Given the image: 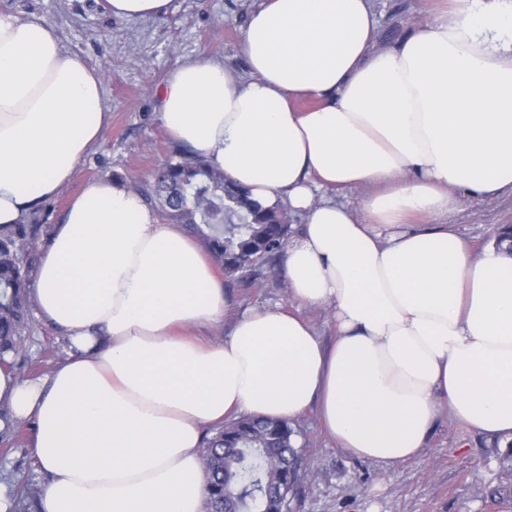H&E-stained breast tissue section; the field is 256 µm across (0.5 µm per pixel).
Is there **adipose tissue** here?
Listing matches in <instances>:
<instances>
[{
	"label": "adipose tissue",
	"instance_id": "1",
	"mask_svg": "<svg viewBox=\"0 0 512 512\" xmlns=\"http://www.w3.org/2000/svg\"><path fill=\"white\" fill-rule=\"evenodd\" d=\"M377 25L372 0H265L249 79L203 58L158 92L175 142L303 217L279 271L330 312L331 342L277 306L233 314L213 259L126 185L70 200L33 279L67 356L34 379L0 368V401L34 424L40 512H202L204 431L235 414L316 410L384 468L444 416L512 441V256L445 221L512 190V0H448L381 48ZM106 120L100 75L55 28L0 12V224L67 185ZM228 316L221 343L187 334Z\"/></svg>",
	"mask_w": 512,
	"mask_h": 512
}]
</instances>
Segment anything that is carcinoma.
I'll use <instances>...</instances> for the list:
<instances>
[{
	"label": "carcinoma",
	"instance_id": "cac0c4a2",
	"mask_svg": "<svg viewBox=\"0 0 512 512\" xmlns=\"http://www.w3.org/2000/svg\"><path fill=\"white\" fill-rule=\"evenodd\" d=\"M135 190L163 223L183 224L195 233L224 275L246 288L276 268L274 258L288 244L287 207L257 204L189 149H172L154 183L142 182ZM53 231L33 219L0 224V365L12 371L20 366L29 327L36 245ZM294 435L286 421L243 416L207 439L206 512H265L273 495H288L280 478L286 467L298 475Z\"/></svg>",
	"mask_w": 512,
	"mask_h": 512
}]
</instances>
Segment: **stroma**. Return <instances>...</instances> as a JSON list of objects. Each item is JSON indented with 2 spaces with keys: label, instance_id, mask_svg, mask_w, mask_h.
Masks as SVG:
<instances>
[{
  "label": "stroma",
  "instance_id": "obj_1",
  "mask_svg": "<svg viewBox=\"0 0 512 512\" xmlns=\"http://www.w3.org/2000/svg\"><path fill=\"white\" fill-rule=\"evenodd\" d=\"M260 3L172 0L165 17L150 20L113 17L106 0H0V11L47 20L64 51L100 74L109 114L99 142L79 164L74 179L37 210V222L59 223L69 200L89 181L116 174L130 185L160 168L172 140L158 114V87L178 63L196 58L223 62L232 76L248 78L240 52L242 26ZM374 4L377 43L384 46L434 16L445 0ZM448 221L481 246L497 226L512 224V194L469 201ZM224 288L237 311L277 305L305 317L323 340L334 334L328 312L292 302L281 277H267L251 288L228 281ZM66 349L61 333L32 319L23 341L20 378L50 373ZM294 428L302 466L311 477L290 495V512H512V471L502 465L504 449L451 419L436 424L423 455L391 470L340 448L322 429L315 411L299 416ZM30 438L24 422L0 429V505L6 512H38L37 500L24 497L27 489H41L44 481Z\"/></svg>",
  "mask_w": 512,
  "mask_h": 512
}]
</instances>
